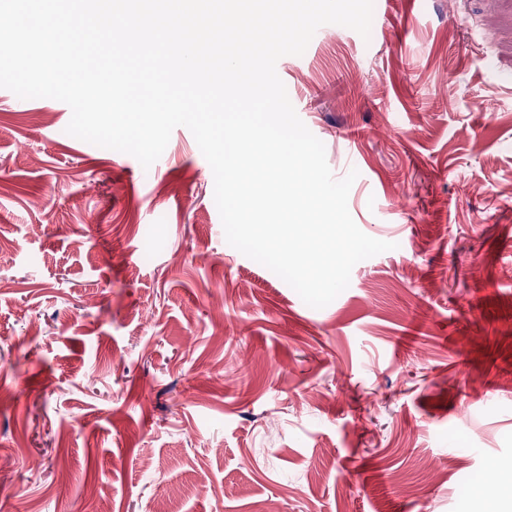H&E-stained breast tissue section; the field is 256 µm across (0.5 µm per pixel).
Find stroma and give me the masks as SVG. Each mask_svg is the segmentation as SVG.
<instances>
[{
	"label": "stroma",
	"mask_w": 512,
	"mask_h": 512,
	"mask_svg": "<svg viewBox=\"0 0 512 512\" xmlns=\"http://www.w3.org/2000/svg\"><path fill=\"white\" fill-rule=\"evenodd\" d=\"M276 70L394 245L322 309L189 129L146 169L0 89V512H473L512 463V0H374Z\"/></svg>",
	"instance_id": "35a3bbf8"
}]
</instances>
